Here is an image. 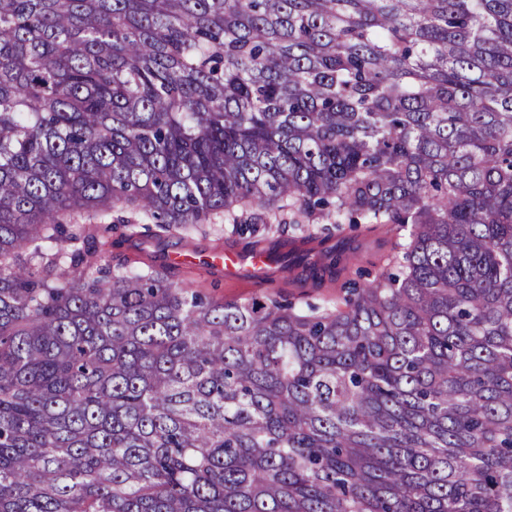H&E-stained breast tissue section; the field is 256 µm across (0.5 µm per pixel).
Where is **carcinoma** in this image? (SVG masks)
<instances>
[{"label": "carcinoma", "mask_w": 512, "mask_h": 512, "mask_svg": "<svg viewBox=\"0 0 512 512\" xmlns=\"http://www.w3.org/2000/svg\"><path fill=\"white\" fill-rule=\"evenodd\" d=\"M119 203L395 234L224 301ZM0 512H512V0H0ZM75 219L79 224H126L124 228L126 234H131L133 231H139L141 234L144 233V224H150L151 220L147 218L143 213H139L131 208L117 205L112 208V211L104 215H100L90 219L87 215L77 214ZM131 224V225H130Z\"/></svg>", "instance_id": "cac0c4a2"}]
</instances>
